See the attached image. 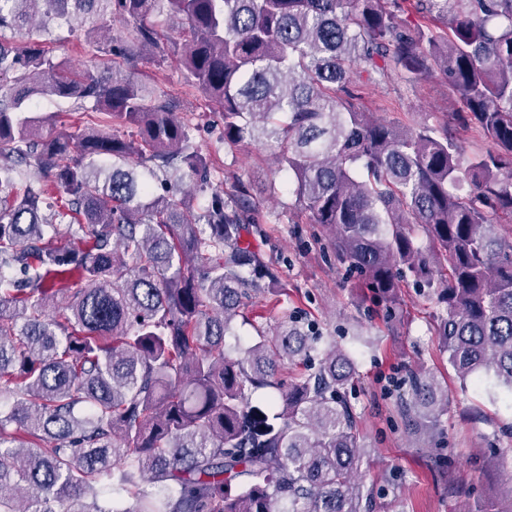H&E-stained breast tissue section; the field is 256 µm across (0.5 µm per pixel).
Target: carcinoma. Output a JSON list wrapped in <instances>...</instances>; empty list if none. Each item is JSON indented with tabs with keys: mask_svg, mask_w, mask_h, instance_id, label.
Returning <instances> with one entry per match:
<instances>
[{
	"mask_svg": "<svg viewBox=\"0 0 512 512\" xmlns=\"http://www.w3.org/2000/svg\"><path fill=\"white\" fill-rule=\"evenodd\" d=\"M63 25L84 31L81 71L49 47ZM170 56L222 112L225 152L276 147L361 287L435 297L458 378L512 391V0H0V512H367L350 355L330 344L284 370L322 342L286 308L225 350L280 271L253 245L249 185L195 206L213 169L193 124L134 72ZM435 73L460 104L450 125L399 128L356 103ZM34 95L109 124L45 137ZM455 127L488 147L467 155ZM447 406L422 371L399 401L430 442Z\"/></svg>",
	"mask_w": 512,
	"mask_h": 512,
	"instance_id": "cac0c4a2",
	"label": "carcinoma"
}]
</instances>
